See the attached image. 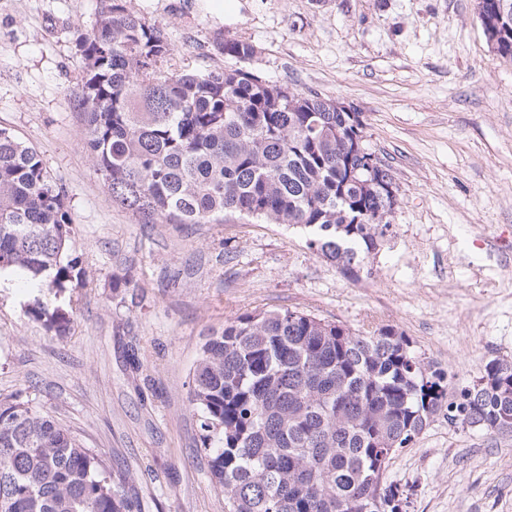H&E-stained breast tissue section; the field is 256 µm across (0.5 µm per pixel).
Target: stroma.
I'll return each mask as SVG.
<instances>
[{
	"mask_svg": "<svg viewBox=\"0 0 512 512\" xmlns=\"http://www.w3.org/2000/svg\"><path fill=\"white\" fill-rule=\"evenodd\" d=\"M227 21L201 0H126L165 31L166 67L227 66L217 40L255 45L250 69L360 112L366 145L394 175L391 224L359 280L311 250L300 228L242 217L137 222L95 173L72 93L74 32L98 0H0V127L66 191L63 290L0 278V400L18 399L95 449L141 512H224L189 403L210 335L244 313L292 309L372 334L391 326L454 388L512 357V60L494 53L476 0H238ZM69 313L58 336L33 297ZM405 512H512V433L436 415L387 473Z\"/></svg>",
	"mask_w": 512,
	"mask_h": 512,
	"instance_id": "35a3bbf8",
	"label": "stroma"
}]
</instances>
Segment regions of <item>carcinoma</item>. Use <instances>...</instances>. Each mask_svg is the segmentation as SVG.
<instances>
[{"instance_id":"obj_1","label":"carcinoma","mask_w":512,"mask_h":512,"mask_svg":"<svg viewBox=\"0 0 512 512\" xmlns=\"http://www.w3.org/2000/svg\"><path fill=\"white\" fill-rule=\"evenodd\" d=\"M512 58V0H477ZM84 77L75 102L94 171L112 201L141 224H222L237 214L305 229L309 245L359 278L397 204L390 169L350 176L359 113L317 92L298 93L236 69H164V31L100 0L76 36ZM238 63L256 48L224 39ZM64 187L37 153L0 128V272L22 270L39 288L83 274L69 257ZM28 313L65 335L70 317L40 298ZM189 401L199 416L224 512H403L385 481L396 452L432 418L512 433V360L494 358L478 383L448 396L445 372L424 365L392 327L363 336L345 325L280 309L246 313L204 344ZM104 460L54 419L0 402V512H137Z\"/></svg>"}]
</instances>
